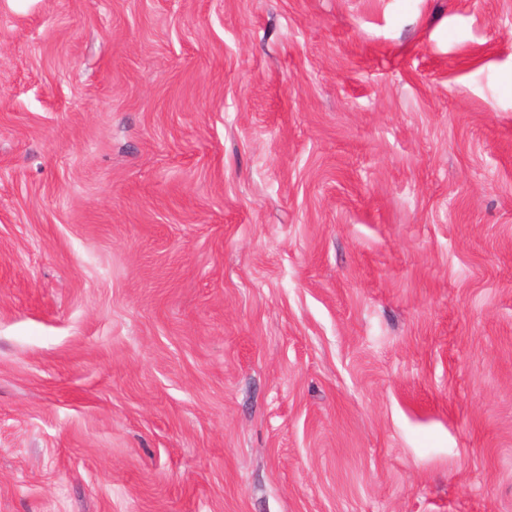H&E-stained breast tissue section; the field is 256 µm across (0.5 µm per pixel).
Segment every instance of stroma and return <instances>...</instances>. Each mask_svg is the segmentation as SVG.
I'll return each mask as SVG.
<instances>
[{"label": "stroma", "mask_w": 512, "mask_h": 512, "mask_svg": "<svg viewBox=\"0 0 512 512\" xmlns=\"http://www.w3.org/2000/svg\"><path fill=\"white\" fill-rule=\"evenodd\" d=\"M0 512H512V0H0Z\"/></svg>", "instance_id": "obj_1"}]
</instances>
